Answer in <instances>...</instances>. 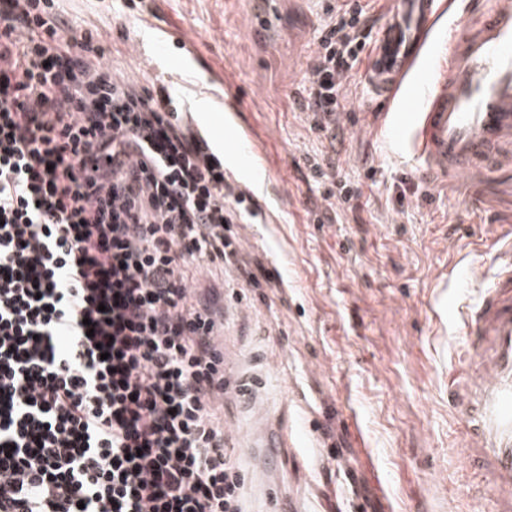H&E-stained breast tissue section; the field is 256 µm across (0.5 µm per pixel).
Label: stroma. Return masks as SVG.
<instances>
[{"instance_id": "35a3bbf8", "label": "stroma", "mask_w": 512, "mask_h": 512, "mask_svg": "<svg viewBox=\"0 0 512 512\" xmlns=\"http://www.w3.org/2000/svg\"><path fill=\"white\" fill-rule=\"evenodd\" d=\"M69 26L96 30L114 68L141 85L165 82L191 115L193 91L258 143L268 180L245 254L278 287L194 274L224 309V367L233 384L256 382L263 418L224 396L228 446L246 474V512H476L490 492L460 449L468 429L448 402L463 366L450 302L470 266L492 272L495 219L512 215V168L478 184L428 178L394 150L357 83L340 124L337 162L361 195L335 220L310 169L322 145L298 103L329 0H57ZM423 51L447 56L455 22L487 0H439ZM164 41L147 44L146 32ZM193 42L188 57L182 40ZM286 434L282 448L264 437ZM264 463L268 484L253 470Z\"/></svg>"}]
</instances>
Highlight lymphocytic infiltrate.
<instances>
[{
    "label": "lymphocytic infiltrate",
    "mask_w": 512,
    "mask_h": 512,
    "mask_svg": "<svg viewBox=\"0 0 512 512\" xmlns=\"http://www.w3.org/2000/svg\"><path fill=\"white\" fill-rule=\"evenodd\" d=\"M329 7L299 103L335 134L366 46ZM54 0H0V512H244L224 332L187 276L251 286L255 220L165 85L119 78Z\"/></svg>",
    "instance_id": "obj_1"
}]
</instances>
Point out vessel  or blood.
<instances>
[{
    "mask_svg": "<svg viewBox=\"0 0 512 512\" xmlns=\"http://www.w3.org/2000/svg\"><path fill=\"white\" fill-rule=\"evenodd\" d=\"M387 19L365 63V79L384 111L410 113L388 139L409 148L423 175L471 176L512 166V0H493L460 21L449 59L406 77L434 21L435 0H389ZM495 273L478 300L458 308L465 368L451 384L458 416L469 424L466 460L490 472V512H512V224L503 223Z\"/></svg>",
    "mask_w": 512,
    "mask_h": 512,
    "instance_id": "1",
    "label": "vessel or blood"
}]
</instances>
